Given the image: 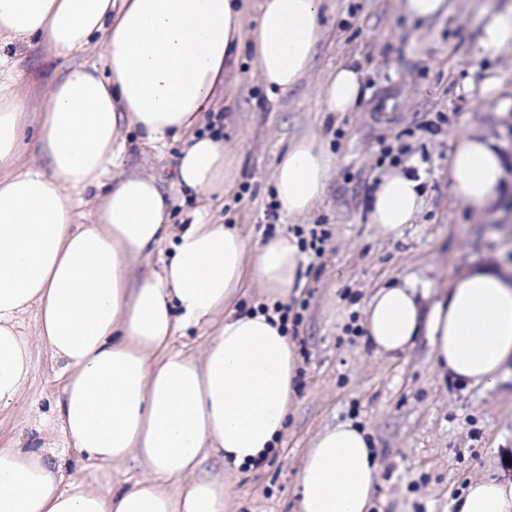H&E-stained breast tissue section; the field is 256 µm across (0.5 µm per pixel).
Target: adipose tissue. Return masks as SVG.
Segmentation results:
<instances>
[{
  "label": "adipose tissue",
  "instance_id": "ef3b65f1",
  "mask_svg": "<svg viewBox=\"0 0 512 512\" xmlns=\"http://www.w3.org/2000/svg\"><path fill=\"white\" fill-rule=\"evenodd\" d=\"M326 0H0V43L43 37L62 57L100 43L99 65L68 70L38 117L15 93V66L0 57V407L14 404L30 372L19 317L38 310V336L66 384L56 418L87 458L117 464L139 455L151 478L121 491L64 482L46 454L0 448V512H227L220 479L197 469L209 455L249 465L286 429L299 360L273 307L287 299L302 261L279 233L249 244L214 215L237 185V153L203 130L225 97L224 78L242 54L268 90L288 94L314 65ZM364 90L346 64L315 85L322 111H356ZM148 146L183 138L177 186L198 208L181 228L171 198L147 174H124L122 130ZM338 158L319 136L289 144L269 184L282 213L310 215L324 200ZM506 165L483 134L460 135L448 154L451 190L488 204ZM421 181L392 169L374 190L369 221L402 236L424 205ZM94 190V219L79 221L77 198ZM173 256L137 276L135 263L163 243ZM268 310L234 314L247 277ZM362 327L377 353L405 351L421 336L436 370L495 388L512 368V278L490 266L452 278L422 304L408 285L380 288ZM208 323L202 358L170 350L183 328ZM374 450L361 427L321 433L299 470L300 512H370ZM457 512H512V483L472 482Z\"/></svg>",
  "mask_w": 512,
  "mask_h": 512
}]
</instances>
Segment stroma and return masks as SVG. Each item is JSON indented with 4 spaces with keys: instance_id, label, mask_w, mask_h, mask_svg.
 Instances as JSON below:
<instances>
[{
    "instance_id": "1",
    "label": "stroma",
    "mask_w": 512,
    "mask_h": 512,
    "mask_svg": "<svg viewBox=\"0 0 512 512\" xmlns=\"http://www.w3.org/2000/svg\"><path fill=\"white\" fill-rule=\"evenodd\" d=\"M511 9L512 0H453L448 17L422 26L403 15L399 0H327L313 73L357 61L368 94L353 112H321L306 83L269 94L250 78L246 56L230 74L235 93L221 131L237 149L242 191L225 197L218 222L255 242L317 224L328 237L321 257L303 259L287 300L299 317L288 337L300 368L285 434L258 465L230 471L216 455L201 465L202 475L227 481L228 512H297L304 456L320 432L344 422L363 428L379 457L373 512L403 504L411 512H454L471 481L512 480V375L492 390L461 386L437 376L426 340L384 356L361 326L367 302L387 283L440 287L476 264L512 274V46L492 59L479 47L481 15ZM0 54L15 62L16 89L35 109L63 73L99 59L95 47L59 57L38 38L0 46ZM491 70L501 89L483 99ZM505 99L510 107H502ZM470 131L493 139L509 162L507 191L480 210L465 206L448 182V153ZM310 133L322 135L340 164L321 207L296 223L281 216L268 180L288 144ZM123 135V172L154 176L172 197V224H181L199 204L172 182L181 140L156 151L135 128ZM394 162L420 175L424 192L418 223L399 238L368 222V199ZM64 385L50 352L34 346L18 403L0 408V448H55L66 479L95 489L141 478L139 457L112 465L70 448L55 420Z\"/></svg>"
}]
</instances>
